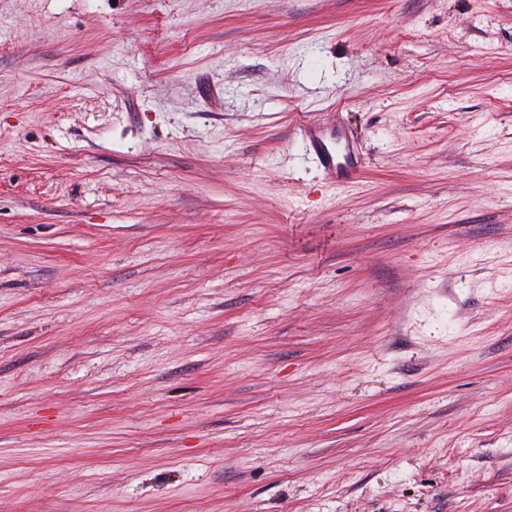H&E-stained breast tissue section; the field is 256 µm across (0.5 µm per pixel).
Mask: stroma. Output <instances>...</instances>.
Segmentation results:
<instances>
[{"label": "stroma", "mask_w": 512, "mask_h": 512, "mask_svg": "<svg viewBox=\"0 0 512 512\" xmlns=\"http://www.w3.org/2000/svg\"><path fill=\"white\" fill-rule=\"evenodd\" d=\"M0 512H512V0H0ZM334 139V145L331 141ZM309 141L318 164L334 182L352 183L358 176V154L346 131L323 133L309 128Z\"/></svg>", "instance_id": "35a3bbf8"}]
</instances>
